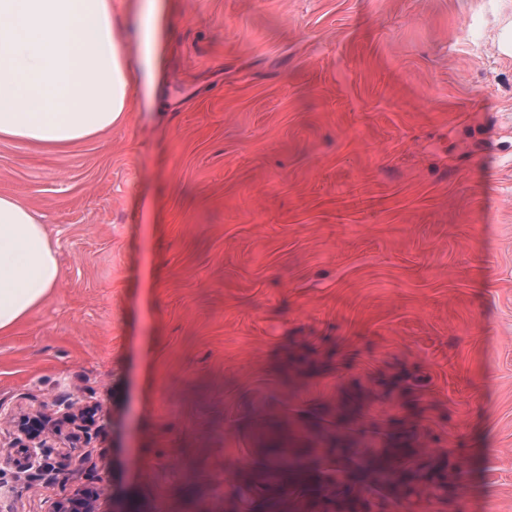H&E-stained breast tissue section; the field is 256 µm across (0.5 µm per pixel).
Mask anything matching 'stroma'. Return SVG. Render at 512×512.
I'll list each match as a JSON object with an SVG mask.
<instances>
[{
	"label": "stroma",
	"instance_id": "stroma-1",
	"mask_svg": "<svg viewBox=\"0 0 512 512\" xmlns=\"http://www.w3.org/2000/svg\"><path fill=\"white\" fill-rule=\"evenodd\" d=\"M140 3L125 122L0 140L62 273L0 405L99 403L114 508L512 512V0Z\"/></svg>",
	"mask_w": 512,
	"mask_h": 512
}]
</instances>
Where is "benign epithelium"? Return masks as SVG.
I'll return each mask as SVG.
<instances>
[{
    "label": "benign epithelium",
    "instance_id": "7a95c632",
    "mask_svg": "<svg viewBox=\"0 0 512 512\" xmlns=\"http://www.w3.org/2000/svg\"><path fill=\"white\" fill-rule=\"evenodd\" d=\"M101 409L96 405L71 401L54 416L38 412L29 419L16 420L0 407V426L11 429L13 443L0 448V465L31 477L51 471H65L68 489L55 501L51 512H111L109 490L99 479H88L79 467L77 441L91 438Z\"/></svg>",
    "mask_w": 512,
    "mask_h": 512
}]
</instances>
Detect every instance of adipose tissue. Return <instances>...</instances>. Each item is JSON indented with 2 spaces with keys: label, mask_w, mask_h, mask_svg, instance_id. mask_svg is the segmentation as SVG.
Instances as JSON below:
<instances>
[{
  "label": "adipose tissue",
  "mask_w": 512,
  "mask_h": 512,
  "mask_svg": "<svg viewBox=\"0 0 512 512\" xmlns=\"http://www.w3.org/2000/svg\"><path fill=\"white\" fill-rule=\"evenodd\" d=\"M112 0H0V138L64 149L110 130L137 82ZM61 282L44 224L0 194V335Z\"/></svg>",
  "instance_id": "adipose-tissue-1"
}]
</instances>
